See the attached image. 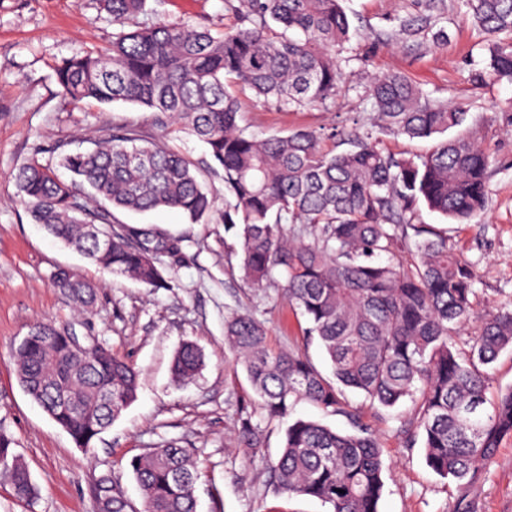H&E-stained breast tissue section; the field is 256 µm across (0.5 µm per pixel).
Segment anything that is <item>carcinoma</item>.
Masks as SVG:
<instances>
[{
  "instance_id": "carcinoma-1",
  "label": "carcinoma",
  "mask_w": 512,
  "mask_h": 512,
  "mask_svg": "<svg viewBox=\"0 0 512 512\" xmlns=\"http://www.w3.org/2000/svg\"><path fill=\"white\" fill-rule=\"evenodd\" d=\"M237 18L231 29L164 21L140 25L146 0H102L122 27L105 50L63 60L56 69L62 92L76 104L137 105L161 132L119 124L95 148L69 152L56 145L60 178L32 156L13 174L33 221L104 272L153 288L167 287L159 255L182 256L181 239L158 227L121 223L116 212L158 208L181 212L190 224L207 217L213 200L198 178L200 167L168 143L171 130L202 141L222 170L224 223L240 240L244 278L263 288L284 280L288 304L299 310L332 367L328 378L298 350H276L264 325L250 315L225 322L224 335L254 392L272 418H286L301 401L351 421L340 432L296 418L285 428L272 473L278 488L308 496L328 512H379L384 461L375 435L358 421L346 391L391 407L415 404L409 441L422 436L428 466L443 478L472 486L512 438V386L490 399L492 364L512 351V301L476 316L472 265L448 249L447 237L412 222L421 200L429 210L468 224L489 204L490 155L461 127L467 112L430 99L406 75L373 77L366 89L375 127L343 132L346 149L327 152L321 133L300 128L259 136L239 124L240 94L254 92L278 108L326 106L344 79L340 55L354 30L344 0H225ZM487 42L486 71L512 84V0H465ZM428 15L400 21L418 34ZM396 136H443L418 158L379 147L376 129ZM289 224H299L288 239ZM413 230V261H393L399 241ZM54 284L89 309L94 285L71 271ZM480 319L468 350L467 324ZM71 331L39 323L12 352L24 391L80 448L95 439L136 400L140 371L99 344L70 351ZM194 342L176 350L172 375L188 384L204 365ZM69 385L78 406L58 403ZM112 395V401L105 399ZM258 448L259 431L246 421L240 434ZM13 493L33 499L29 469L0 434V466ZM142 512H196L198 465L186 448L166 444L134 457ZM98 512H126L110 476L95 482Z\"/></svg>"
}]
</instances>
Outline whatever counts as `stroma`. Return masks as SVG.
Segmentation results:
<instances>
[{"instance_id":"35a3bbf8","label":"stroma","mask_w":512,"mask_h":512,"mask_svg":"<svg viewBox=\"0 0 512 512\" xmlns=\"http://www.w3.org/2000/svg\"><path fill=\"white\" fill-rule=\"evenodd\" d=\"M356 30L342 55L345 80L328 107L277 108L253 93L241 97V123L261 136L285 135L298 127L348 129L372 118L363 91L374 74L400 71L431 99L468 110L464 128L492 157L490 203L468 224H451L418 204L415 223L447 235L448 245L473 263L477 275L472 305L483 311L512 298V85L475 81L486 58L485 38L461 0H444L438 28L401 34L399 22L424 15L422 0H345ZM140 22H205L231 28L224 0H147ZM117 27L99 0H0V431L13 441L38 487L35 499L14 496L0 477V512H95L94 479L111 473L131 512H140V490L130 459L169 442L190 449L199 467L197 512H326L317 499L281 492L271 479L280 455L285 420L269 418L243 367L224 338V322L248 314L261 321L276 349H298L322 372L330 365L317 341L307 340L305 319L283 297L280 283L250 285L241 272L240 243L218 213L224 188L206 181L214 214L186 223L178 211L119 213L126 224L159 226L183 238L184 258L169 264V288L102 279L98 267L34 224L13 179L31 156L56 166L57 144H82L113 123L157 131L139 107L75 104L56 76L61 59L111 46ZM64 267L100 281L92 313L79 312L50 274ZM53 322L88 336L142 371L136 401L95 440L80 448L22 389L12 360L14 345L31 326ZM199 345L205 365L181 386L171 374L175 350ZM348 401L377 438L386 464L380 512H512V439L503 441L481 480L468 488L428 467L421 446L407 447L404 424L414 415L405 401L394 407L370 404L349 393ZM258 427L262 444L239 441L243 419Z\"/></svg>"}]
</instances>
